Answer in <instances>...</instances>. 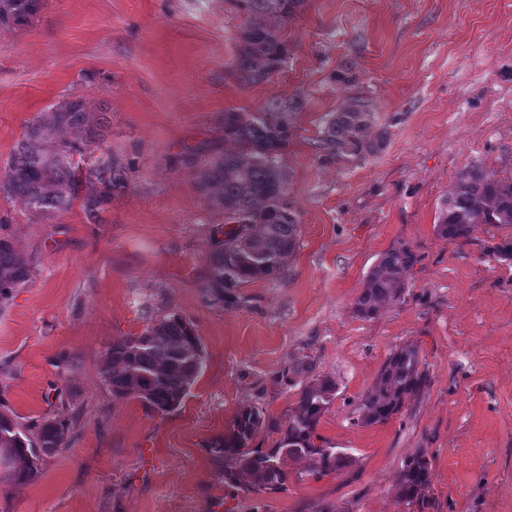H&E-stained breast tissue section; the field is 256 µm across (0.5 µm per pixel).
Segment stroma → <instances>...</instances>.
Here are the masks:
<instances>
[{
  "label": "stroma",
  "instance_id": "obj_1",
  "mask_svg": "<svg viewBox=\"0 0 512 512\" xmlns=\"http://www.w3.org/2000/svg\"><path fill=\"white\" fill-rule=\"evenodd\" d=\"M246 17L232 0H46L0 31V172L27 125L77 98L131 163L98 224L80 203L37 214L0 190V236L33 276L0 302V405L27 426L78 415L68 446L30 483L0 484V512H512V266L489 257L512 224L467 240L435 231L460 172L512 180V0H304L280 30L288 59L248 84L233 65ZM350 68L351 86L336 74ZM365 97L389 138L363 160L318 150L332 112ZM296 101L283 153L300 243L281 281L202 290L224 212L190 163L224 150V114ZM418 261L401 302L352 308L381 253ZM178 314L207 367L161 416L116 400L99 370L114 339ZM421 348L426 384L384 423L353 411L395 347ZM296 354L336 381L318 434L353 459L314 477L286 461L288 487L255 498L225 486L209 454L238 410L270 420L274 447L298 398L281 372ZM429 459L423 506L396 493L402 460Z\"/></svg>",
  "mask_w": 512,
  "mask_h": 512
}]
</instances>
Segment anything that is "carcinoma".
Segmentation results:
<instances>
[{
	"label": "carcinoma",
	"instance_id": "cac0c4a2",
	"mask_svg": "<svg viewBox=\"0 0 512 512\" xmlns=\"http://www.w3.org/2000/svg\"><path fill=\"white\" fill-rule=\"evenodd\" d=\"M248 18L240 37L235 71L248 84L266 81L286 62V44L279 35L301 0H235ZM44 0H0V30L31 23ZM293 107L271 101L256 113H224V152L194 164L193 178L209 199L224 209L222 238L209 255L204 284L206 297L218 306L234 305V288L252 281L278 282L299 247L300 228L281 169V156L292 133ZM77 129L88 138L104 139L95 113L79 99L53 105L35 117L15 143L3 173L4 188L28 210L65 211L81 197L86 218L101 221L112 195L126 188L130 166L112 150L102 151L84 166L74 159L85 145L54 136ZM388 129L376 126L369 102L353 96L325 124L318 149L326 156L362 160L381 151ZM478 224H512V181L500 179L476 164L463 171L440 207L436 233L448 240L466 239ZM497 262L512 265V240L491 247ZM416 262L413 250L394 246L381 253L369 270L353 304L361 319L378 317L401 301L408 273ZM33 267L0 237V300L25 284ZM206 357L193 325L177 314L151 321L138 336L112 341L101 366L103 384L116 400L138 399L158 415L177 410L204 373ZM281 377L299 387L295 411L277 446L262 450L251 444L268 426L264 413L242 407L224 436L209 444L224 483L253 496L287 487L285 459H302L316 477L339 474L350 467L348 455L316 443L318 423L336 396V381L315 373L313 362L294 356ZM424 363L418 346L395 347L386 358L375 386L357 404V421L372 425L388 421L421 393ZM69 428L55 418L31 431L17 417L0 410V461L6 470L0 481L34 482L44 457L67 444ZM431 464L422 453L403 459L397 494L406 504L424 499L430 489Z\"/></svg>",
	"mask_w": 512,
	"mask_h": 512
}]
</instances>
